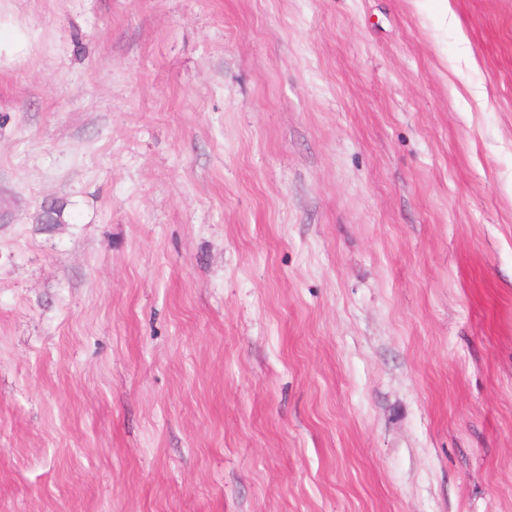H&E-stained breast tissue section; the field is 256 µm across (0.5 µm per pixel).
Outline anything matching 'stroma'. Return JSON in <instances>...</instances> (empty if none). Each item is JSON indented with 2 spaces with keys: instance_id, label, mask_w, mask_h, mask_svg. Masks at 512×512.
Segmentation results:
<instances>
[{
  "instance_id": "obj_1",
  "label": "stroma",
  "mask_w": 512,
  "mask_h": 512,
  "mask_svg": "<svg viewBox=\"0 0 512 512\" xmlns=\"http://www.w3.org/2000/svg\"><path fill=\"white\" fill-rule=\"evenodd\" d=\"M0 28V512H512V0Z\"/></svg>"
}]
</instances>
